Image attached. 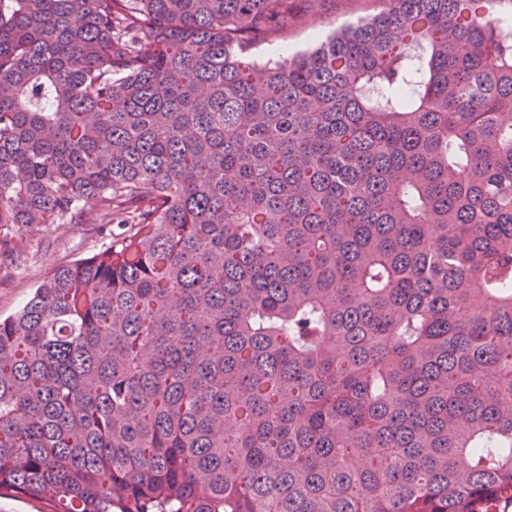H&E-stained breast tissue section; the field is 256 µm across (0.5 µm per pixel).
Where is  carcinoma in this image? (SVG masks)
<instances>
[{"label": "carcinoma", "mask_w": 512, "mask_h": 512, "mask_svg": "<svg viewBox=\"0 0 512 512\" xmlns=\"http://www.w3.org/2000/svg\"><path fill=\"white\" fill-rule=\"evenodd\" d=\"M289 0H0V227L114 224L0 318V496L512 505V38ZM295 5V10L288 14V26L277 38L253 45L254 60L263 61L272 56L274 47L288 46L289 52L305 50L333 31L387 8L386 0H297Z\"/></svg>", "instance_id": "obj_1"}]
</instances>
